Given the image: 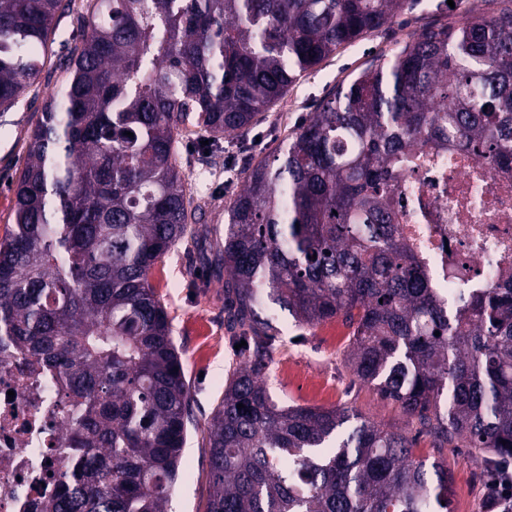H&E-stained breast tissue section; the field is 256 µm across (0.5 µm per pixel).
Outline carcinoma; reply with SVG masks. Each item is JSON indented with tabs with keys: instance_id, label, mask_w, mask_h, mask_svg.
I'll list each match as a JSON object with an SVG mask.
<instances>
[{
	"instance_id": "cac0c4a2",
	"label": "carcinoma",
	"mask_w": 512,
	"mask_h": 512,
	"mask_svg": "<svg viewBox=\"0 0 512 512\" xmlns=\"http://www.w3.org/2000/svg\"><path fill=\"white\" fill-rule=\"evenodd\" d=\"M71 2L0 0V112L34 83ZM408 4L94 0L0 239V356L67 387L65 456L42 512H165L179 477L190 390L149 272L198 232L174 159L182 127L212 143L249 129ZM450 137L512 162V8L425 29L243 170L211 265L253 352L207 426L204 512H448V469L413 458L414 439L345 407L273 400L268 303L302 326L343 316L353 375L418 431L478 464L512 459V272L457 289L449 307L394 233L397 167Z\"/></svg>"
}]
</instances>
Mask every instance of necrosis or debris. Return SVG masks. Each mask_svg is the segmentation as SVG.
Returning a JSON list of instances; mask_svg holds the SVG:
<instances>
[{
    "label": "necrosis or debris",
    "instance_id": "obj_1",
    "mask_svg": "<svg viewBox=\"0 0 512 512\" xmlns=\"http://www.w3.org/2000/svg\"><path fill=\"white\" fill-rule=\"evenodd\" d=\"M391 208L442 299L464 283L494 286L512 269V168L428 143L399 167ZM58 399L54 377L0 362V512H40L61 454Z\"/></svg>",
    "mask_w": 512,
    "mask_h": 512
}]
</instances>
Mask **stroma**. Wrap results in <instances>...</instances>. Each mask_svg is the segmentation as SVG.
Returning <instances> with one entry per match:
<instances>
[{"label":"stroma","instance_id":"obj_1","mask_svg":"<svg viewBox=\"0 0 512 512\" xmlns=\"http://www.w3.org/2000/svg\"><path fill=\"white\" fill-rule=\"evenodd\" d=\"M490 16L511 6L512 0H417L392 22L364 34L339 49L314 71L291 86L282 100L246 132L224 139L218 147L202 146L199 134L180 138L176 163L185 173L199 205L197 221L209 234L184 242L158 260L149 281L162 297L169 314L173 341L190 389L191 419L180 477L167 512H204L209 494L210 464L204 431L224 397L227 374L240 361L227 328L224 284L214 278L207 258L224 235L226 210L239 192L242 171L251 159L270 157L284 145L291 131L309 120L336 85L349 81L376 60H388L392 51L425 27L462 24L467 7ZM86 0H72L60 16L47 43L48 60L33 86L10 111L0 114V237L14 222L15 195L8 182L18 174L39 117L44 98L66 78L64 58L81 42ZM279 330L272 351L267 387L273 399L285 405L355 409L362 419L395 429H407L400 408L382 399L368 384L356 380L347 364L351 329L336 317L315 327L295 325L288 312L268 306ZM415 459L448 467L453 493L448 512H480L485 487L480 469L467 449L437 445L419 435L412 449Z\"/></svg>","mask_w":512,"mask_h":512}]
</instances>
